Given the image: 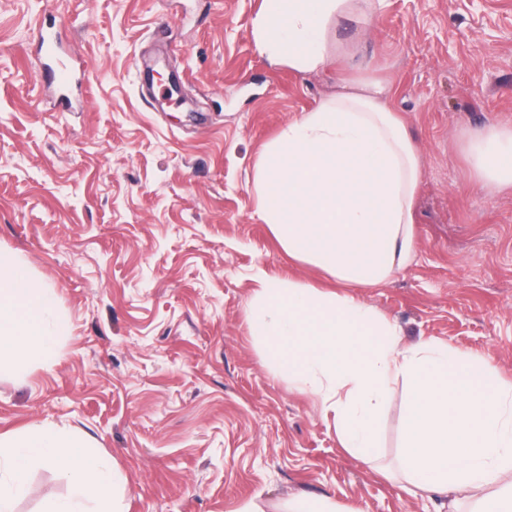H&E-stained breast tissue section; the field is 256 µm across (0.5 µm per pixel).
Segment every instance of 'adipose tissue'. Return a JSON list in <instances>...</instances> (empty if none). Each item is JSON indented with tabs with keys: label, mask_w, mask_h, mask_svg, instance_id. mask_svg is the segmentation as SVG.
<instances>
[{
	"label": "adipose tissue",
	"mask_w": 512,
	"mask_h": 512,
	"mask_svg": "<svg viewBox=\"0 0 512 512\" xmlns=\"http://www.w3.org/2000/svg\"><path fill=\"white\" fill-rule=\"evenodd\" d=\"M385 0H264L254 24L260 54L300 73L332 59L330 33ZM389 88L364 80L288 123L255 169V214L292 260L335 278L338 291L266 279L252 328L297 389L318 396L342 448L369 462L392 381L408 395L401 468L410 493H481V512H512V382L490 362L427 340L401 345L395 326L349 296L411 261L420 151L390 108ZM476 184L512 186V126L463 135ZM70 325L15 250L0 247V371L52 363ZM60 470L69 488L40 512H122L127 494L93 444L43 422L0 434V512L26 490L31 466Z\"/></svg>",
	"instance_id": "ef3b65f1"
}]
</instances>
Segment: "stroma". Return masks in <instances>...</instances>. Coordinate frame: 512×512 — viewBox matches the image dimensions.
Masks as SVG:
<instances>
[{
	"mask_svg": "<svg viewBox=\"0 0 512 512\" xmlns=\"http://www.w3.org/2000/svg\"><path fill=\"white\" fill-rule=\"evenodd\" d=\"M262 2L0 0V247L70 323L53 365L0 373V433L50 422L88 437L128 488L124 512H234L256 496L267 512L297 497L448 512L401 488L402 383L367 463L253 336L259 279L336 287L258 220L253 180L288 122L385 81L421 148L417 254L353 294L402 345L436 339L512 381V187L476 185L460 141L512 125V0H386L370 23L341 20L331 64L310 73L258 52ZM43 25L88 62L70 112L37 79ZM67 494L34 466L13 508Z\"/></svg>",
	"mask_w": 512,
	"mask_h": 512,
	"instance_id": "stroma-1",
	"label": "stroma"
}]
</instances>
